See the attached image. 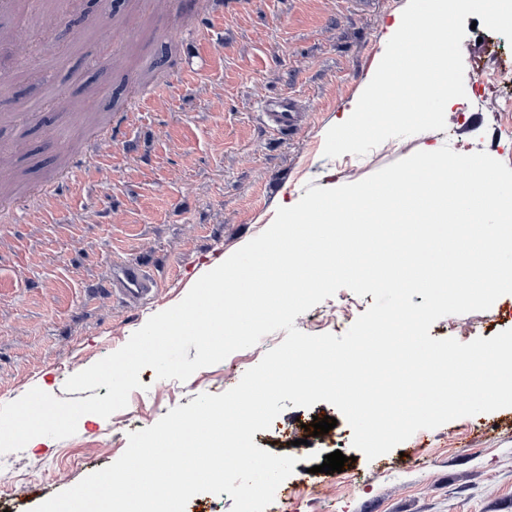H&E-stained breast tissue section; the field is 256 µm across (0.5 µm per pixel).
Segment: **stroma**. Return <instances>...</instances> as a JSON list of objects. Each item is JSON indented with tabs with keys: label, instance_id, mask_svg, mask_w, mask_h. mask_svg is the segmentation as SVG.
Here are the masks:
<instances>
[{
	"label": "stroma",
	"instance_id": "obj_1",
	"mask_svg": "<svg viewBox=\"0 0 512 512\" xmlns=\"http://www.w3.org/2000/svg\"><path fill=\"white\" fill-rule=\"evenodd\" d=\"M407 0H196L195 13L218 38L214 56L201 62L191 38L174 45L165 38L169 18H143L123 53L146 63L162 62L154 73L167 99L164 111L121 109L120 98L88 96L79 110L57 103L25 125L7 121L12 105L0 103V149L24 143L14 198L49 179L59 167L52 139L81 138L104 116L121 124L133 151L114 150L112 181L87 174L64 187L56 224L0 223V405L37 387L61 400L106 396L66 392L69 376L121 348L154 314L179 303L192 285L237 249L265 231L278 207L300 200L311 187L347 184L342 165L358 178L420 150L450 146L477 151L512 168V112L501 109L493 71L512 68V45L484 25L467 30L462 42L465 97L446 112V128L395 139V148H374L358 157L323 154L328 129L357 102L386 48L387 28ZM109 14L105 0H80L68 22L38 32L34 17L23 19L30 43L23 65L0 46V68L11 70L20 100L46 95L50 87L73 93L78 78L110 62L99 44L96 20ZM87 40L76 45L72 27ZM197 67L182 76L184 63ZM293 99L305 113L301 128L283 135L264 128L262 105L272 96ZM123 212L112 223L110 211ZM146 258L157 289L149 306L134 307L98 293L96 285L112 264ZM374 302L339 290L295 319L307 334L343 335ZM512 329V294L485 311L449 315L435 322L433 338L469 342ZM285 331L264 336L253 347L199 369L187 381L155 376L144 368L141 388L126 408L109 418L87 414L64 439L40 437L23 450L0 455V512H32L53 495L118 460L129 433L150 427L171 408L199 394H220L238 384L252 364L280 344ZM330 416L328 433L309 436L303 463L284 484L288 498L265 512H512V407L481 413L427 430L400 448L367 460L352 445V429L338 410L320 401L287 407L283 424L295 417ZM341 451L342 472L317 467Z\"/></svg>",
	"mask_w": 512,
	"mask_h": 512
}]
</instances>
